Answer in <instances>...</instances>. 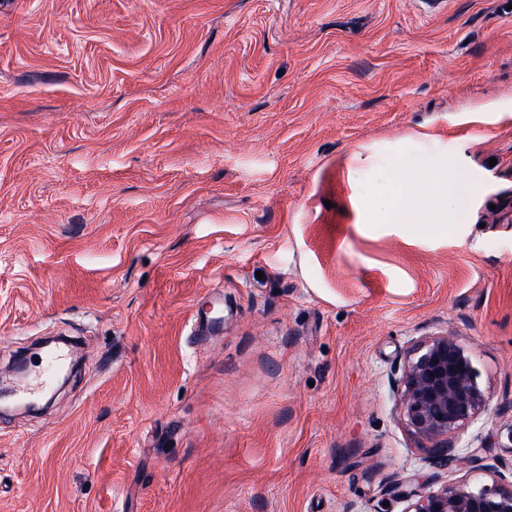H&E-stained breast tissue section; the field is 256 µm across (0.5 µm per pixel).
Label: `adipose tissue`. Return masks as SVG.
Returning a JSON list of instances; mask_svg holds the SVG:
<instances>
[{
  "label": "adipose tissue",
  "instance_id": "adipose-tissue-1",
  "mask_svg": "<svg viewBox=\"0 0 512 512\" xmlns=\"http://www.w3.org/2000/svg\"><path fill=\"white\" fill-rule=\"evenodd\" d=\"M416 190H400L388 204L375 197H363L357 229L375 224L413 226L420 237L431 238L448 231V209L456 196V184L448 177V162L440 160L435 167L415 177Z\"/></svg>",
  "mask_w": 512,
  "mask_h": 512
}]
</instances>
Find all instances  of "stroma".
<instances>
[{"label": "stroma", "mask_w": 512, "mask_h": 512, "mask_svg": "<svg viewBox=\"0 0 512 512\" xmlns=\"http://www.w3.org/2000/svg\"><path fill=\"white\" fill-rule=\"evenodd\" d=\"M441 150L447 235L356 230ZM61 333L80 368L0 416V512H404L409 477L488 480L432 465L396 382L454 336L489 398L462 445L512 433V0H0V371Z\"/></svg>", "instance_id": "stroma-1"}]
</instances>
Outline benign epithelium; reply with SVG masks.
Here are the masks:
<instances>
[{"label": "benign epithelium", "mask_w": 512, "mask_h": 512, "mask_svg": "<svg viewBox=\"0 0 512 512\" xmlns=\"http://www.w3.org/2000/svg\"><path fill=\"white\" fill-rule=\"evenodd\" d=\"M470 353L455 337L435 336L417 344L398 379L400 409L406 430L432 450L436 465L454 460L448 454L465 430L485 411L489 398L478 382ZM491 457L484 470L496 474L489 482L465 478L428 493L405 481L400 491L404 512H512V479L498 471Z\"/></svg>", "instance_id": "obj_1"}]
</instances>
